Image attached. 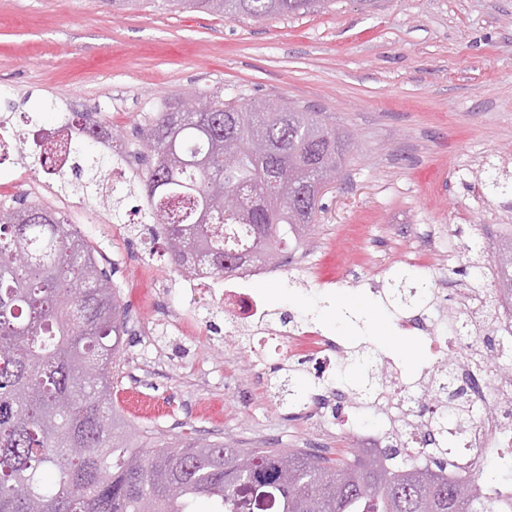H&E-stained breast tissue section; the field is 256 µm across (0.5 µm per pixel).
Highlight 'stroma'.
Returning <instances> with one entry per match:
<instances>
[{
	"label": "stroma",
	"mask_w": 512,
	"mask_h": 512,
	"mask_svg": "<svg viewBox=\"0 0 512 512\" xmlns=\"http://www.w3.org/2000/svg\"><path fill=\"white\" fill-rule=\"evenodd\" d=\"M200 91L305 106L352 138L320 194L305 262L255 286L273 317L370 342L403 375L418 374L428 348L396 335L401 312L389 300L407 258L425 253L421 276L445 321L475 285L467 244L512 238V196L475 190L490 173L512 180V0H332L319 13L262 20L173 12L156 0L130 9L0 0V115L11 114L16 138L88 112L140 153L116 187V212L38 180L32 149L0 156V185H24L26 200L64 212L96 257L112 259L128 312L113 374L118 415L147 437L197 431L234 448L364 451L359 433L280 399L286 379L312 385L296 360L256 376L224 311L183 297L153 225L128 221L150 165L142 129L157 107ZM429 224L444 244L424 236Z\"/></svg>",
	"instance_id": "35a3bbf8"
}]
</instances>
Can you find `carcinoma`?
Here are the masks:
<instances>
[{"label":"carcinoma","instance_id":"1","mask_svg":"<svg viewBox=\"0 0 512 512\" xmlns=\"http://www.w3.org/2000/svg\"><path fill=\"white\" fill-rule=\"evenodd\" d=\"M227 19L317 12L328 0H162ZM200 111L181 116L183 99L165 103L142 131L152 166L141 183L145 204L176 270L225 276L224 258L243 275L271 262L317 221L311 183L336 173L349 138L318 112L265 101L240 104L199 94ZM61 188L104 194L100 158L86 155ZM106 195V194H104ZM112 198V195H106ZM244 224L245 252L226 251L224 226ZM501 276L478 311L454 317L477 327L496 313L494 295H512V246L498 255ZM399 308L427 305V291L403 278L391 288ZM126 308L94 250L67 217L39 202L0 205V512H253L269 498L275 512H512V497L487 496L486 473L459 483L447 468L458 434L481 418L464 390L448 393L460 363L512 382V356L474 362L464 354L441 365L422 391L429 424L402 425L388 451L287 452L229 448L206 437L175 442L134 439L112 409V364L125 333ZM80 452L75 453L73 449Z\"/></svg>","mask_w":512,"mask_h":512}]
</instances>
